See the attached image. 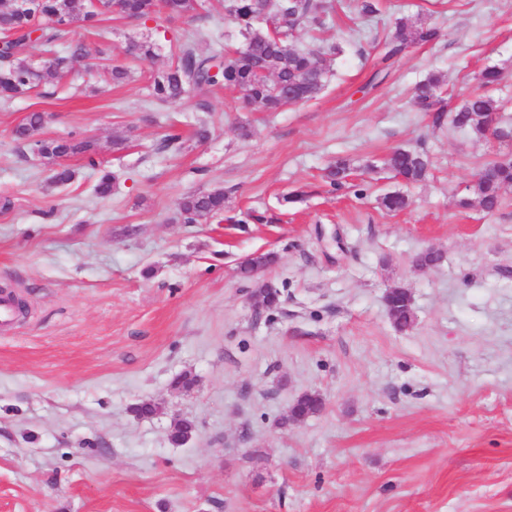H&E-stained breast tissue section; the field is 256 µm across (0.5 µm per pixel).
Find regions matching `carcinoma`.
I'll return each mask as SVG.
<instances>
[{"label": "carcinoma", "mask_w": 512, "mask_h": 512, "mask_svg": "<svg viewBox=\"0 0 512 512\" xmlns=\"http://www.w3.org/2000/svg\"><path fill=\"white\" fill-rule=\"evenodd\" d=\"M224 12L238 26L240 35L248 43L242 50L222 56L202 55L198 43L209 38L204 25H199L185 41L178 45L176 64L158 74L153 81V96L160 101L175 102L186 89L192 87L202 95L214 87L237 90L245 101L265 112L315 98L324 89L328 71L322 64L327 56L340 52L336 44L325 49L294 48L290 38L296 30L305 28L320 31L327 25L332 6L323 0H222ZM112 12L111 0H22L9 9L0 11V42L4 57L0 64V97L21 96L37 87L45 79L65 72L71 59L88 54L80 42L70 45V55L57 56L49 65L38 70L23 63L20 57L35 46L51 47L69 38L77 23L94 26L96 18ZM165 12L170 16L195 14L200 21L210 17V9L201 7L198 0H121L120 14L132 20H149ZM439 38L436 27L421 23L410 26L404 20L396 22L394 30L385 38L380 61L390 67L412 44H430ZM484 91L466 98L454 111L446 110L440 95L445 76L432 74L417 85L414 104L421 112L432 114V124L445 123L462 131L475 141L486 139L489 123L499 112L501 104L489 89L501 80V72L494 66L485 68L477 77ZM41 116L32 112L14 134L29 142L32 151L49 160L69 154L88 153L92 145L87 141L35 140L41 129ZM429 158L425 151L397 147L385 161L394 177L406 184L426 179ZM346 163L336 161L326 178L336 192L346 181ZM477 180L471 194L458 199V206L469 209L477 206L485 213L497 211L502 204V190L512 186V161H489L475 173ZM382 206L399 211L408 206V198L400 192H389L381 198ZM179 210L189 223L213 218L224 213V189L190 193L179 202ZM275 256L259 254L243 261L239 274L247 281L257 280V271L271 265Z\"/></svg>", "instance_id": "obj_1"}]
</instances>
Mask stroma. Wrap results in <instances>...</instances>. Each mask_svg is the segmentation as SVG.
Segmentation results:
<instances>
[{
	"label": "stroma",
	"mask_w": 512,
	"mask_h": 512,
	"mask_svg": "<svg viewBox=\"0 0 512 512\" xmlns=\"http://www.w3.org/2000/svg\"><path fill=\"white\" fill-rule=\"evenodd\" d=\"M335 3L326 32L293 40L341 46L327 85L282 112L225 89L203 112L193 90L152 98L191 15L108 14L76 29L90 53L66 77L0 99V294L24 304L0 329V512H512V187L491 216L456 204L512 145L434 127L412 100L442 73L455 110L495 66L512 119V0H389L372 17ZM399 18L440 37L370 87ZM144 41L153 57L133 51ZM115 67L134 81L113 82ZM32 112L47 115L38 138L89 141L96 166L16 141ZM173 128L182 149L158 151ZM399 146L427 152L426 181L384 169ZM339 158L350 189L333 195L323 175ZM217 187L223 216L185 223L180 198ZM294 191L304 200L285 203ZM394 191L411 204L391 213L379 199ZM253 210L266 223L246 222ZM427 247L441 262L415 266ZM258 253L276 260L243 280ZM261 283L277 307L255 306ZM400 285L406 332L383 302ZM310 391L324 410L287 422ZM145 402L157 412L136 414ZM177 419L196 425L180 446Z\"/></svg>",
	"instance_id": "stroma-1"
}]
</instances>
